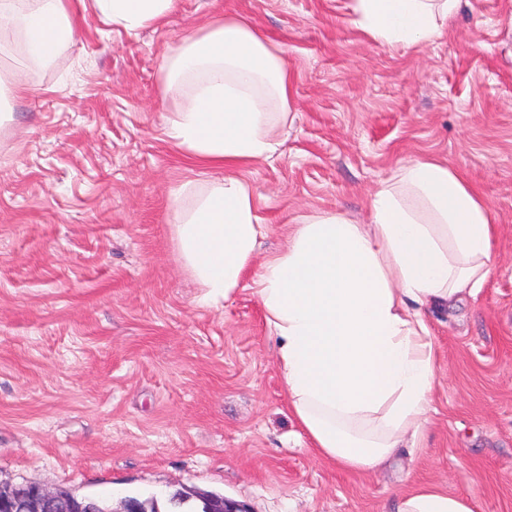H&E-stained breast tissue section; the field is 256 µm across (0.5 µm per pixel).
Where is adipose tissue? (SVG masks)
<instances>
[{
  "mask_svg": "<svg viewBox=\"0 0 512 512\" xmlns=\"http://www.w3.org/2000/svg\"><path fill=\"white\" fill-rule=\"evenodd\" d=\"M460 0H351L373 41L426 46ZM105 20L137 35L176 0H91ZM74 33L68 0H0V42L20 39L45 63ZM162 69L188 87L166 137L194 165L220 170L192 210L171 192L176 241L205 293L225 301L251 267L266 230L252 186L236 168L271 159L278 123L292 109V75L279 43L227 15L186 36ZM496 227L490 204L447 162L411 161L373 193L370 221L339 214L298 224L286 250L254 279L277 343L288 406L319 455L351 471H373L414 447L431 403L436 347L426 312L452 308L490 278ZM398 512H473L431 488L403 496Z\"/></svg>",
  "mask_w": 512,
  "mask_h": 512,
  "instance_id": "1",
  "label": "adipose tissue"
}]
</instances>
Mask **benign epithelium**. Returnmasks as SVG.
<instances>
[{
    "instance_id": "7a95c632",
    "label": "benign epithelium",
    "mask_w": 512,
    "mask_h": 512,
    "mask_svg": "<svg viewBox=\"0 0 512 512\" xmlns=\"http://www.w3.org/2000/svg\"><path fill=\"white\" fill-rule=\"evenodd\" d=\"M188 493L202 501L207 512H248L244 506L224 496L207 495L194 490ZM0 512H112L101 510L90 498H76L60 491L30 484L20 491L17 486L0 485Z\"/></svg>"
}]
</instances>
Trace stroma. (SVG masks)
I'll use <instances>...</instances> for the list:
<instances>
[{
	"mask_svg": "<svg viewBox=\"0 0 512 512\" xmlns=\"http://www.w3.org/2000/svg\"><path fill=\"white\" fill-rule=\"evenodd\" d=\"M238 15L281 44L293 109L267 161L242 170L284 250L303 217L368 202L427 156L493 208V273L427 313L429 421L380 470L322 458L288 408L251 280L214 306L176 246L182 208L215 178L164 134L184 101L161 64L190 32ZM71 44L0 98V483L166 500L184 486L249 512H398L428 485L512 512V0H463L434 44L381 45L349 0H178L128 35L93 9Z\"/></svg>",
	"mask_w": 512,
	"mask_h": 512,
	"instance_id": "35a3bbf8",
	"label": "stroma"
}]
</instances>
